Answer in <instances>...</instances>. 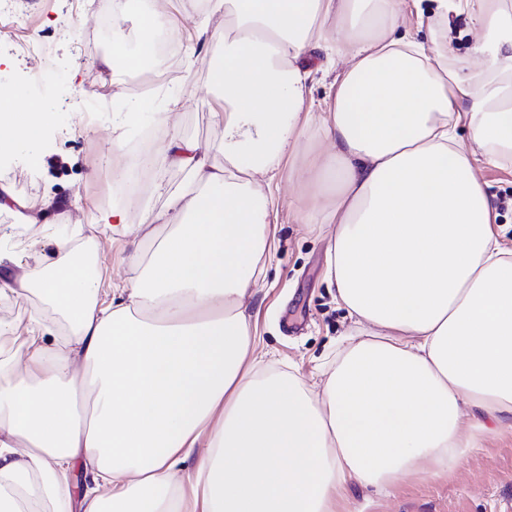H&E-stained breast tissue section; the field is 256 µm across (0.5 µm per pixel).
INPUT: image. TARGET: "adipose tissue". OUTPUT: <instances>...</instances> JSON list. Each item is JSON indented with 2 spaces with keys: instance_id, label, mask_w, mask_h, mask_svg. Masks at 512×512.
Segmentation results:
<instances>
[{
  "instance_id": "adipose-tissue-1",
  "label": "adipose tissue",
  "mask_w": 512,
  "mask_h": 512,
  "mask_svg": "<svg viewBox=\"0 0 512 512\" xmlns=\"http://www.w3.org/2000/svg\"><path fill=\"white\" fill-rule=\"evenodd\" d=\"M410 3L464 16L476 65L399 36ZM164 25L143 10L133 45L114 27L104 65L139 69ZM199 32L224 139L154 152L185 177L145 212L151 251L107 300L68 238L0 285L68 326L0 322V512H336L349 484L443 475L512 421V251L477 166L512 159V0H207ZM321 54L341 70L316 103ZM16 100L0 89V142L31 150L47 105ZM311 129L295 219L332 225L325 275L356 325L312 387L258 370L248 313L273 184Z\"/></svg>"
}]
</instances>
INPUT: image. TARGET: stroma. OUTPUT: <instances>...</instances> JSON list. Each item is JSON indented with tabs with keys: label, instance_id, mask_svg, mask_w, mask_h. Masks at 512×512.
<instances>
[{
	"label": "stroma",
	"instance_id": "1",
	"mask_svg": "<svg viewBox=\"0 0 512 512\" xmlns=\"http://www.w3.org/2000/svg\"><path fill=\"white\" fill-rule=\"evenodd\" d=\"M113 0H97L95 10H81L74 0H18L31 17L34 32L51 36L60 85L31 90L46 102L51 117L40 144L32 151L0 154V186L12 195L0 207V282H10L38 269L57 239L76 236L82 249L93 251L113 280L128 274L129 247L112 240L111 229L89 223L92 210L120 207L127 222L139 226L143 204L163 210L170 187L184 174L170 168L146 175L145 188L131 197L111 189V170L121 169L114 157L112 129L129 100L124 88L128 72L106 67L101 59L109 48L101 39L99 13ZM183 0H167V15L180 17ZM194 26L182 21L181 42H193L192 58L178 56L170 66L174 79L149 101L153 115L166 111L179 98L178 123L172 134L196 140L201 148L219 144L223 132L213 121L215 102L208 88L210 47L194 42ZM481 178L496 211V224L505 247L512 249V163L482 165ZM288 191L280 195L272 219V247L265 274L249 303L256 328L257 351L268 370H291L310 379L315 370H328L336 343L352 322L336 303V289L325 277L330 225L295 223L293 216L306 190L296 175L283 171ZM36 223H29V216ZM338 512H512V428L494 430L448 474L404 477L391 493L349 485Z\"/></svg>",
	"mask_w": 512,
	"mask_h": 512
}]
</instances>
